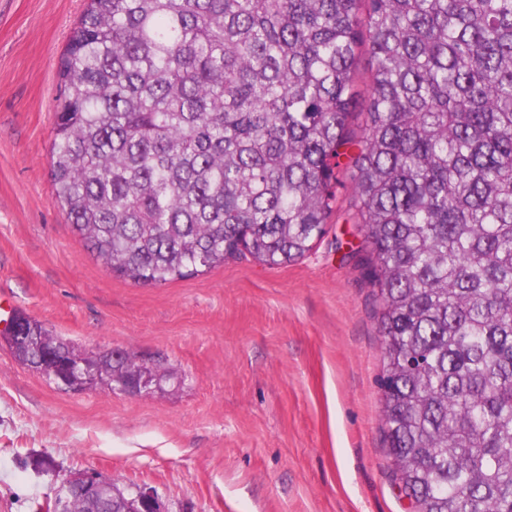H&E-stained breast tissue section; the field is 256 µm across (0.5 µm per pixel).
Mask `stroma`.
<instances>
[{"label": "stroma", "instance_id": "obj_1", "mask_svg": "<svg viewBox=\"0 0 512 512\" xmlns=\"http://www.w3.org/2000/svg\"><path fill=\"white\" fill-rule=\"evenodd\" d=\"M87 0H0V301L78 348L177 376L149 396L58 389L0 346V512L93 471L171 512H411L382 432L377 301L346 219L297 263L136 285L52 200L59 65ZM125 492L130 496L129 499L131 501L147 509V512H170L165 500L154 489L137 484H129L125 487Z\"/></svg>", "mask_w": 512, "mask_h": 512}]
</instances>
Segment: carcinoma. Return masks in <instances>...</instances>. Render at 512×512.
Segmentation results:
<instances>
[{"label":"carcinoma","mask_w":512,"mask_h":512,"mask_svg":"<svg viewBox=\"0 0 512 512\" xmlns=\"http://www.w3.org/2000/svg\"><path fill=\"white\" fill-rule=\"evenodd\" d=\"M59 75L52 198L134 284L303 258L356 143L393 480L413 512H512V0H87ZM16 324L23 366L80 354Z\"/></svg>","instance_id":"cac0c4a2"}]
</instances>
